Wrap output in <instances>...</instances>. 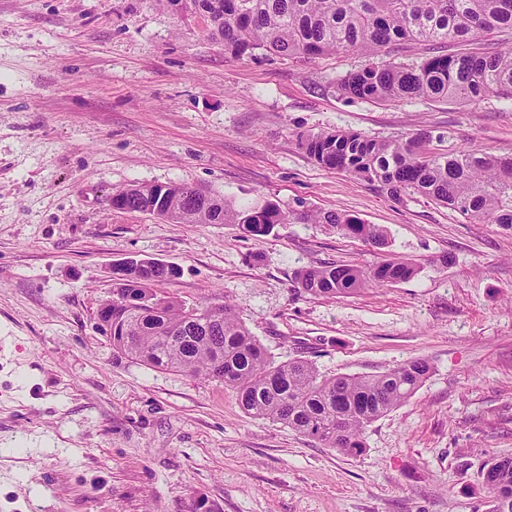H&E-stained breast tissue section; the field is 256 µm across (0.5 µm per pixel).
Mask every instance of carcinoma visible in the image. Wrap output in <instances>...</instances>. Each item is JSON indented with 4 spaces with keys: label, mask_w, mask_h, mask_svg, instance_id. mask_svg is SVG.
Wrapping results in <instances>:
<instances>
[{
    "label": "carcinoma",
    "mask_w": 512,
    "mask_h": 512,
    "mask_svg": "<svg viewBox=\"0 0 512 512\" xmlns=\"http://www.w3.org/2000/svg\"><path fill=\"white\" fill-rule=\"evenodd\" d=\"M176 15L202 16L208 36L224 53L257 59L315 57L356 52L365 64L337 82L345 98L373 103L423 99L467 104L490 93L512 98V45L488 43L494 31L512 35V0H159ZM399 41L446 43L412 64L376 62ZM301 149L321 168L347 173L393 197L418 195L460 213L471 223L512 225V157L487 148L441 152L420 132L383 141L345 130L303 134ZM184 184L132 185L112 194V208L169 213L185 224H239L254 236L280 224H328L341 233L388 244L377 225L339 211L287 213L268 200L238 209L205 192L185 196ZM139 276L120 290L137 304L112 309V348L146 365L219 380L236 392L242 409L357 457L365 429L410 398L429 378L425 359H412L376 375L322 377L313 362L276 363L226 303L189 320L181 302L159 296L154 285L177 269L143 261ZM419 273L408 259L390 257L370 267L340 264L302 268L297 291L337 297L368 285H393ZM492 494L512 495V458L488 464Z\"/></svg>",
    "instance_id": "obj_1"
}]
</instances>
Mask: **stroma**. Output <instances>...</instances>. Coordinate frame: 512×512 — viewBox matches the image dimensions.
<instances>
[{
  "instance_id": "stroma-1",
  "label": "stroma",
  "mask_w": 512,
  "mask_h": 512,
  "mask_svg": "<svg viewBox=\"0 0 512 512\" xmlns=\"http://www.w3.org/2000/svg\"><path fill=\"white\" fill-rule=\"evenodd\" d=\"M354 53L238 59L157 0H0V512H490V459L512 457V226L314 164L298 135L336 129L512 155V99L349 100ZM185 183L248 208L342 210L253 238L112 207L132 184ZM391 256L413 279L296 294L302 267ZM449 264H442V257ZM189 307L230 302L272 360L374 375L413 358L430 378L348 457L245 413L217 380L153 368L96 326L112 270Z\"/></svg>"
}]
</instances>
